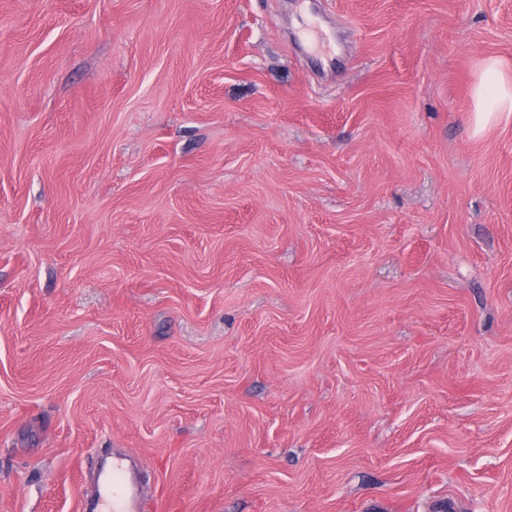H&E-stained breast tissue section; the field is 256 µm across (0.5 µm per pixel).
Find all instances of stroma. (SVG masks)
Here are the masks:
<instances>
[{
    "label": "stroma",
    "instance_id": "35a3bbf8",
    "mask_svg": "<svg viewBox=\"0 0 512 512\" xmlns=\"http://www.w3.org/2000/svg\"><path fill=\"white\" fill-rule=\"evenodd\" d=\"M512 0H0V512H512ZM493 79V84L489 80ZM476 102L472 113L475 132H480L495 120L500 112H512V80H507L499 71L496 59H486L483 76L474 89ZM112 486L105 498L107 511L99 512H140L142 500L134 499L133 489L126 477V470L122 459L112 461Z\"/></svg>",
    "mask_w": 512,
    "mask_h": 512
}]
</instances>
